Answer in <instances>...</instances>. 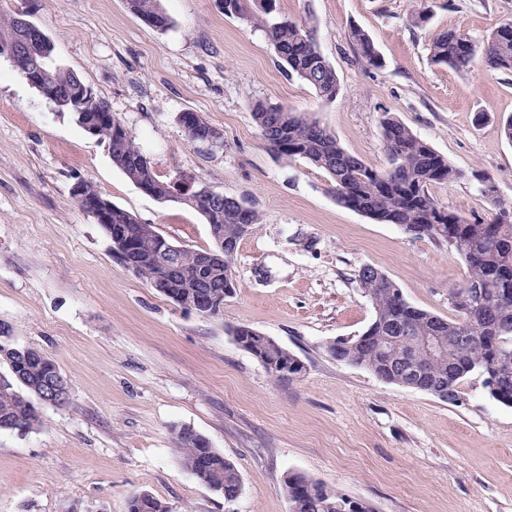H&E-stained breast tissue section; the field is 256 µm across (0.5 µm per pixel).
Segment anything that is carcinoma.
<instances>
[{
	"label": "carcinoma",
	"instance_id": "carcinoma-1",
	"mask_svg": "<svg viewBox=\"0 0 512 512\" xmlns=\"http://www.w3.org/2000/svg\"><path fill=\"white\" fill-rule=\"evenodd\" d=\"M128 10L150 26L164 31L171 18L160 0H125ZM273 0H224V14L260 23L265 27L279 65L284 71L310 85L319 97L334 100L340 82L333 65L321 53L314 30L306 23L272 21L266 18ZM357 54L370 66H381V58L371 37L362 29L351 31ZM431 59L457 69H467L481 56L492 70L512 72V23H505L486 39L475 42L466 33L448 30L439 33L430 44ZM81 81L74 71L57 62L50 63L44 77L45 91L73 85ZM254 120L261 130L267 149L279 160L290 163L305 160L323 170L331 182L336 202L381 224H398L408 233L446 243L465 261L467 285L482 286L487 299L466 310L457 302L459 313L447 320L399 301L400 289L381 270L368 275L358 270L356 281L370 300L375 316L365 336L353 338L344 347L336 343L326 346L329 355L370 371L378 379L395 384L396 377L385 364L377 346L391 354L404 356L417 353L429 377L435 380L432 395L446 401L457 397L460 384L478 371L482 375L501 374L504 379L489 391L496 401L512 407V218L504 219L505 210L488 221H469L456 211L441 205L428 191L429 186L458 180L463 173L448 158L439 154L428 142L418 137L405 124L386 117L382 121L385 153L389 167L378 171L348 153L335 135L318 121L303 113L263 102L252 105ZM98 136L108 142L112 162L134 184L163 190L169 182L153 171L148 158L128 133L117 136L103 126ZM196 211L207 224L224 228V240L238 246L252 224L259 221L258 211L243 200L232 197L203 198ZM113 234L133 230L144 249L154 244L156 228L143 224L132 213L112 206ZM171 258L175 272L171 275L154 260H141L128 266L134 274L169 299L190 298L219 313L224 299L235 288L232 261L201 266L202 251L175 250ZM471 336L461 340L462 332ZM236 340L245 341L243 348L260 363L281 359L292 365L298 358L281 345L273 344L263 333L249 327L233 329ZM442 337V350L437 355L425 352L421 337ZM10 330L0 325V365L8 374L0 375V430L26 432L42 426L34 401L45 402L40 385L47 373L56 368L54 362L35 348H20L9 342ZM182 467L198 482L217 492L238 496L242 481L235 464L211 447L208 439L190 428H182L176 436ZM284 493L292 512H337L331 506L320 511V500L346 502L347 497L317 479L293 472L284 479ZM128 512H169V506L151 493L130 498Z\"/></svg>",
	"mask_w": 512,
	"mask_h": 512
}]
</instances>
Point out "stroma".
Segmentation results:
<instances>
[{
	"label": "stroma",
	"mask_w": 512,
	"mask_h": 512,
	"mask_svg": "<svg viewBox=\"0 0 512 512\" xmlns=\"http://www.w3.org/2000/svg\"><path fill=\"white\" fill-rule=\"evenodd\" d=\"M166 31L124 0H0L27 11L135 139L165 181L184 178L249 201L260 214L233 260L236 288L219 316L183 311L124 267L71 193L89 182L172 244L213 248L205 219L145 194L7 60L0 59V324L17 347L50 357L70 383L67 405H39L43 425L0 431V512H127L149 492L170 512H289L296 471L375 512H512V407L483 377L456 402L376 378L332 358L328 343L361 335L374 309L355 275L371 265L413 307L451 320L466 275L448 245L337 204L330 179L267 150L251 105L312 116L350 154L387 165L382 119L394 115L464 173L430 194L468 220L512 204V72L433 63L429 45L456 29L482 39L512 22V0H275L274 16L306 22L341 91L322 100L288 76L262 28L222 0H161ZM373 39L366 64L351 28ZM220 131L189 142L179 113ZM494 195H486V184ZM248 325L300 358L297 380L272 379L239 346ZM188 426L237 467L224 500L179 463Z\"/></svg>",
	"instance_id": "35a3bbf8"
}]
</instances>
